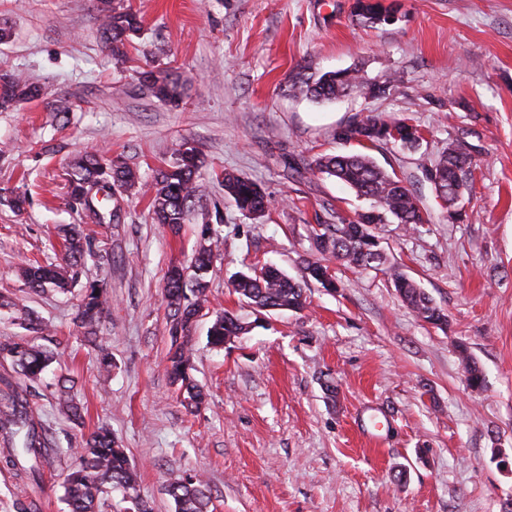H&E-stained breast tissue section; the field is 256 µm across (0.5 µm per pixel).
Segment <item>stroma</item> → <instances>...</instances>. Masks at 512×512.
<instances>
[{
	"label": "stroma",
	"instance_id": "1",
	"mask_svg": "<svg viewBox=\"0 0 512 512\" xmlns=\"http://www.w3.org/2000/svg\"><path fill=\"white\" fill-rule=\"evenodd\" d=\"M141 31L115 59L101 39L97 0H0V70L40 86L39 98L0 111V296L34 313L37 344L60 357L42 381L0 363V392L24 384L51 450L37 512H64L61 482L82 440L109 427L140 476L153 512H174L168 483L197 474L213 512H506L512 505V0H381L396 23L369 25L355 0H126ZM336 69L393 79L390 94L332 101L302 94L300 79ZM168 70L179 103L156 99L143 72ZM67 100L72 112H56ZM369 114L410 119L418 151L370 148L406 180L431 215L409 228L373 229L388 263L418 282L448 318L433 326L401 302L386 270L334 263L336 292L309 282L299 313L257 321L230 290L233 276L272 262L300 277L319 257L312 227L367 202L308 171L317 156L359 151L339 125ZM460 138L477 150L463 222L449 223L423 165ZM201 155L198 201L182 232L155 224L145 182L182 143ZM136 169L142 186L117 195L118 221L88 222L69 207L76 153ZM265 191L264 217L224 195L225 172ZM23 195V211L10 200ZM62 224L84 225L99 254L82 279L107 278L99 335L74 323L79 290L29 293L22 266L59 262ZM217 251L204 311L189 329L193 375L205 402L187 410L166 371L173 317L169 268L188 266L204 228ZM247 325L226 348L207 344L224 311ZM483 371L466 383L457 351ZM84 406H57L60 377Z\"/></svg>",
	"mask_w": 512,
	"mask_h": 512
}]
</instances>
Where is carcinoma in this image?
I'll return each mask as SVG.
<instances>
[{
	"label": "carcinoma",
	"instance_id": "carcinoma-1",
	"mask_svg": "<svg viewBox=\"0 0 512 512\" xmlns=\"http://www.w3.org/2000/svg\"><path fill=\"white\" fill-rule=\"evenodd\" d=\"M100 9L107 48L119 57L129 37L141 29V16L119 0H101ZM356 16L370 24L382 22L384 13L380 0H356ZM145 80L154 97L166 103L180 99L178 83L166 70L149 71ZM299 89L321 100H332L354 89L369 97H381L379 84L366 83L357 72L344 69L328 71L316 78L300 81ZM41 95V88L27 84L10 73H0V110H9L23 100ZM403 122L401 118L385 119L370 114L358 123L348 124L336 136L356 140L364 148L395 142L390 129ZM201 160L197 150L186 143L173 153L171 163L159 170L152 183L150 210L153 220L177 234L191 213L197 198V173ZM477 166L476 149L458 139L437 158L423 166L425 178L437 173L442 178L436 196L448 201V207L458 193L472 190L473 170ZM309 169L335 178L351 188L371 204L353 220L338 224H322L312 228L315 249L322 255L344 261L361 270L377 269L386 257L379 244L359 235V228L370 224H404L413 226L430 221L428 211L395 173L379 167L365 153L325 154L317 157ZM69 197L87 213L94 224L111 222L118 217L120 208L110 206V195L97 197V192L117 184L128 190L140 184V176L129 166L105 155H85L74 159L68 172ZM224 195L246 216L260 218L267 208L265 193L257 182L238 174H224ZM64 237V256L56 265H30L22 269L25 285L34 293L48 289L67 292L74 276L70 272L85 264L86 257L94 254L91 238L80 224L61 229ZM214 254L210 250L194 253L187 276L171 268L165 279V297L173 309L170 328L171 343L167 357V370L171 382L178 386L184 403L199 408L204 400L202 388L193 377V352L189 330L198 309L206 301L209 288L208 274ZM328 269L322 260L308 261L302 279L288 276L283 270L262 266L260 271L250 270L232 279V291L248 304L266 308H288L297 312L306 307L308 281L317 280L319 271ZM394 288L402 302L426 322L443 326L447 316L410 277L395 267L388 268ZM108 304L105 278L89 280L82 287L76 322L83 329L84 338L97 340L98 327ZM240 321L226 311L216 316L208 330V343L214 348L224 347V337L239 330ZM465 362L467 382L473 389L483 384L481 369L467 354L465 345H458ZM54 353L35 347L22 340L0 338V361L8 362L29 381L37 382L53 363ZM59 405L78 419L81 407L75 402L71 388L59 385ZM45 428L36 421L24 391L13 390L0 401V464L26 478L24 486H37L42 481L43 467L49 459V448L44 437ZM63 498L68 512H103L109 494L121 488L134 499L129 508L134 512H152L149 502L139 493V475L130 463L126 450L121 448L112 432L100 427L81 445L76 462L63 479ZM167 492L175 505V512H208L210 490L197 475L178 478L170 482Z\"/></svg>",
	"mask_w": 512,
	"mask_h": 512
}]
</instances>
